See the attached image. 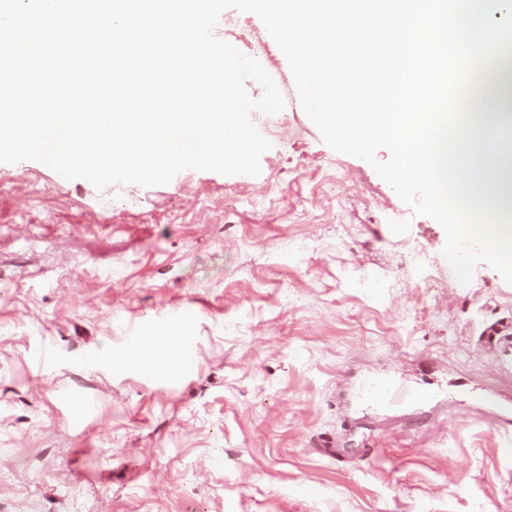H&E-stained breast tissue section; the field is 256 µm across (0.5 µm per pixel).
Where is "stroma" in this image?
Returning <instances> with one entry per match:
<instances>
[{"instance_id": "obj_1", "label": "stroma", "mask_w": 512, "mask_h": 512, "mask_svg": "<svg viewBox=\"0 0 512 512\" xmlns=\"http://www.w3.org/2000/svg\"><path fill=\"white\" fill-rule=\"evenodd\" d=\"M226 15L285 98L258 176L0 163V512H512V360L481 338L512 283L459 284L443 227L326 145L261 20ZM177 308L192 366L127 365ZM371 377L406 399L364 403Z\"/></svg>"}]
</instances>
